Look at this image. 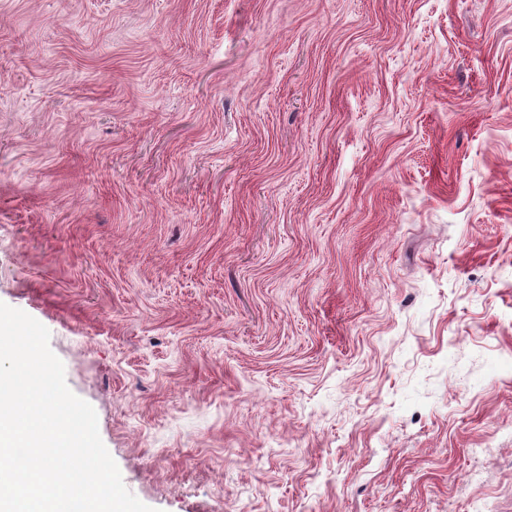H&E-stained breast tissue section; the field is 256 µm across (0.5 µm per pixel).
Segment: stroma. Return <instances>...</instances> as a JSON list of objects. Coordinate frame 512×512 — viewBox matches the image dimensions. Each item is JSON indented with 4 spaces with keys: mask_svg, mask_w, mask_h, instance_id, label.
Masks as SVG:
<instances>
[{
    "mask_svg": "<svg viewBox=\"0 0 512 512\" xmlns=\"http://www.w3.org/2000/svg\"><path fill=\"white\" fill-rule=\"evenodd\" d=\"M0 302L156 512H512V0H0Z\"/></svg>",
    "mask_w": 512,
    "mask_h": 512,
    "instance_id": "stroma-1",
    "label": "stroma"
}]
</instances>
